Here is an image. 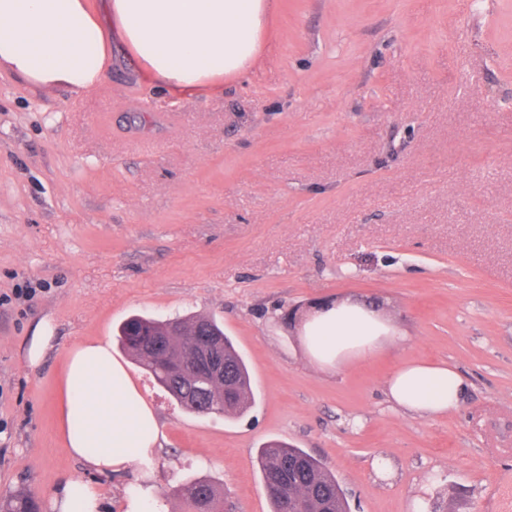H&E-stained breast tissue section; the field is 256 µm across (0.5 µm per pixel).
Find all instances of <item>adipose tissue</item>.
<instances>
[{
    "mask_svg": "<svg viewBox=\"0 0 512 512\" xmlns=\"http://www.w3.org/2000/svg\"><path fill=\"white\" fill-rule=\"evenodd\" d=\"M275 7L276 0H104L97 14L86 0H0V71L80 93L94 86L117 40L140 61L144 81L192 97L257 64ZM301 332L309 358L323 369L365 358L393 337L368 299L322 304ZM386 389L403 410L435 416L458 408L467 383L448 363L415 359L391 374ZM58 405L71 457L109 474L154 465L155 411L105 343L86 340L69 350ZM102 508L99 490L80 479L52 499L53 512Z\"/></svg>",
    "mask_w": 512,
    "mask_h": 512,
    "instance_id": "obj_1",
    "label": "adipose tissue"
}]
</instances>
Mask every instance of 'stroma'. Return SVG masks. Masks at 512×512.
Masks as SVG:
<instances>
[{
  "mask_svg": "<svg viewBox=\"0 0 512 512\" xmlns=\"http://www.w3.org/2000/svg\"><path fill=\"white\" fill-rule=\"evenodd\" d=\"M31 288V297L19 290ZM369 298L398 338L335 370L300 324ZM133 315L215 318L243 355L242 416L181 407L139 365L158 420L153 482L207 479L224 512H271L256 452L320 459L351 512H504L512 492V0H277L261 59L173 98L120 44L75 94L0 72V498L40 507L73 478L120 504L137 469L71 458L56 387L74 344ZM54 341L39 365V324ZM468 383L434 417L393 408L396 367ZM385 457L391 480L371 461ZM52 330L49 325L45 324L41 327L36 336H33L31 344L27 351L28 361L35 365L44 357L47 350L52 347Z\"/></svg>",
  "mask_w": 512,
  "mask_h": 512,
  "instance_id": "35a3bbf8",
  "label": "stroma"
}]
</instances>
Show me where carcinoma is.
<instances>
[{"label": "carcinoma", "mask_w": 512, "mask_h": 512, "mask_svg": "<svg viewBox=\"0 0 512 512\" xmlns=\"http://www.w3.org/2000/svg\"><path fill=\"white\" fill-rule=\"evenodd\" d=\"M183 337L178 339L181 352L177 357L159 359L143 350V346L171 339V322L134 315L117 328L116 339L121 349L145 371L151 374L178 404L200 415L212 413L227 417L244 414L252 402L251 377L247 365L233 343L224 336L223 328L214 320L202 316L176 319ZM202 331L219 347L227 361L233 387L221 391V382L208 368L192 372L186 367L194 350L193 335ZM264 488H269L285 464L295 470L288 472L287 489L271 492L272 512H314L319 507L327 512H349V505L336 479L325 465L300 448L271 441L257 451ZM174 494L188 503L194 512H222L216 488L204 480L181 483ZM38 504L32 495H17L0 501V512H35Z\"/></svg>", "instance_id": "cac0c4a2"}]
</instances>
